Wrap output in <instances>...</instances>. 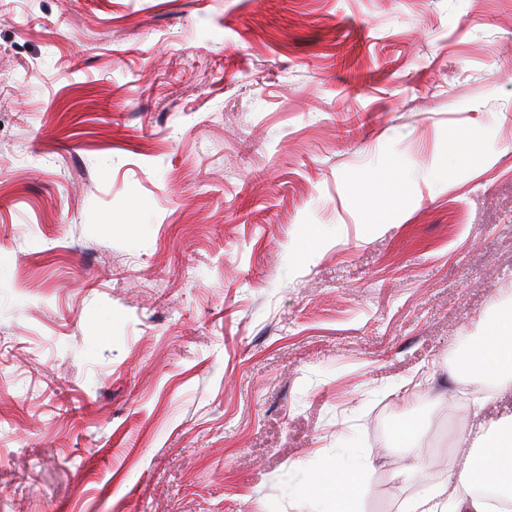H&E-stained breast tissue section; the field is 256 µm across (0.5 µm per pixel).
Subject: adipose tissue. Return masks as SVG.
Returning <instances> with one entry per match:
<instances>
[{
	"label": "adipose tissue",
	"instance_id": "adipose-tissue-1",
	"mask_svg": "<svg viewBox=\"0 0 512 512\" xmlns=\"http://www.w3.org/2000/svg\"><path fill=\"white\" fill-rule=\"evenodd\" d=\"M469 378L479 395L471 414L480 417L486 404L512 394V308L494 313L481 336L464 358ZM489 486L512 499V413L491 421L474 441L460 468L449 469L440 482L409 499L404 512H490L476 489ZM362 483L358 471L337 470L333 476H318L310 491L332 500V512H350L349 504Z\"/></svg>",
	"mask_w": 512,
	"mask_h": 512
}]
</instances>
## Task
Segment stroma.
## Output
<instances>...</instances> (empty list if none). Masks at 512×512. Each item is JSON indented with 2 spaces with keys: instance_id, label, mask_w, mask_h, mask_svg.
I'll use <instances>...</instances> for the list:
<instances>
[{
  "instance_id": "stroma-1",
  "label": "stroma",
  "mask_w": 512,
  "mask_h": 512,
  "mask_svg": "<svg viewBox=\"0 0 512 512\" xmlns=\"http://www.w3.org/2000/svg\"><path fill=\"white\" fill-rule=\"evenodd\" d=\"M510 302L512 0H0V512H402ZM359 474V470L344 471L336 468V474L331 477H315L310 492L317 496L330 497L333 507L331 512H350V501L362 489Z\"/></svg>"
}]
</instances>
